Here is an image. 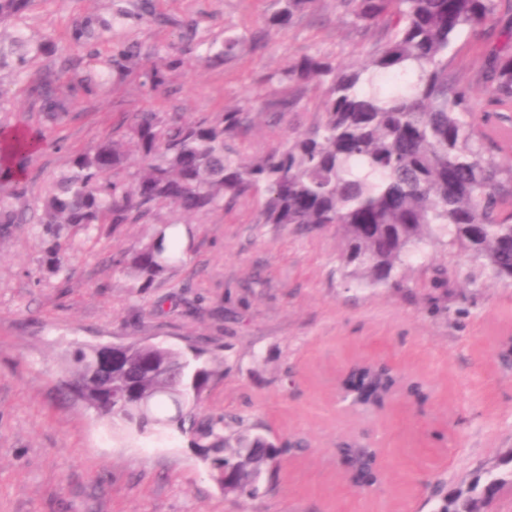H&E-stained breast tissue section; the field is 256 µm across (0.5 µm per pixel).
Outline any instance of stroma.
Instances as JSON below:
<instances>
[{"instance_id": "35a3bbf8", "label": "stroma", "mask_w": 512, "mask_h": 512, "mask_svg": "<svg viewBox=\"0 0 512 512\" xmlns=\"http://www.w3.org/2000/svg\"><path fill=\"white\" fill-rule=\"evenodd\" d=\"M120 8V25L70 47L75 23ZM272 10V0H33L20 30L54 33L59 56L80 71L105 70L124 43L183 63L167 90H149L133 71L47 128L25 88L55 60H32L19 76L1 72L0 126L44 130L26 165L28 200L129 112L196 120L250 111L252 130L231 143L246 161L311 130L322 117L316 93L266 112L268 99L293 94L271 75L305 54L349 64L369 52L338 0H319L315 12L270 31L263 53L244 51L219 67L200 59L225 34L264 28ZM259 209L258 197L247 196L190 218L177 240L182 265L146 290L117 263L150 225L112 236L77 231L57 275L41 268V225L0 229V512H431L435 487L452 492L512 450V368L500 360L512 348V285L466 287L469 257L439 248L403 266L398 286H361L344 265L341 231L264 224ZM437 264L448 268L447 287L432 285ZM140 340L219 355L205 413L242 417L277 439L303 440L305 450L282 456L274 483L256 497L235 499L186 436L129 435L63 400L60 356L70 342ZM375 346L421 384L423 398L401 390L381 409L341 402L343 369ZM354 442L379 453L373 486H353L338 463V444Z\"/></svg>"}]
</instances>
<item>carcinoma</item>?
<instances>
[{
	"mask_svg": "<svg viewBox=\"0 0 512 512\" xmlns=\"http://www.w3.org/2000/svg\"><path fill=\"white\" fill-rule=\"evenodd\" d=\"M267 30L244 39L227 35L209 43L202 60L217 67L239 52L264 49L269 30L294 22L318 0H277ZM357 35L372 42L362 62L347 68L320 54L300 56L274 74L297 92H318L319 124L273 147L249 164L241 163L227 141L250 121L249 113L227 110L213 117L183 121L159 112H133L124 130L94 148L72 155L68 167L31 205L19 172L35 141L12 135L10 154L0 160V180L13 184L11 199H0V226L34 222L44 227L46 261L60 271L56 255L66 228H105L114 234L125 224H151L147 241L122 262V273L136 288L155 280L181 261L160 210L186 215L224 209L239 198H261V223L289 224L306 232L330 225L345 241L344 263L366 286L396 285L395 274L429 246L466 252L475 288L488 281L512 285V159L506 141L512 130L497 132L478 121L463 84L464 73L450 50L468 31L484 46L483 82L488 103L512 110V0H340ZM31 0H0V70L19 73L37 57L59 51L47 33L29 40L12 30ZM95 35L91 20L76 25L70 41L82 46ZM180 59L162 58L147 66L138 45L123 44L112 55V72L122 77L141 68L144 84L157 91ZM96 77L65 63L46 71L27 87L32 105L48 126L63 123L76 100L93 94ZM207 351L187 353L140 341L113 353L105 347L72 343L62 357L61 392L80 389L82 404L112 425L138 435L176 429L203 453L213 472L233 474L239 465L241 496L254 497L259 485L249 472L270 480L283 451L302 443L279 444L245 424L203 413L201 403L216 364ZM397 375L387 364L359 368L345 384L358 405L381 406ZM129 399L112 402V390ZM181 393L182 406L162 422L171 404L164 392ZM157 396L155 416L138 408V399ZM374 452L362 450L360 480L377 481ZM512 483V468L490 469L465 488L442 497L434 512H476L494 491Z\"/></svg>",
	"mask_w": 512,
	"mask_h": 512,
	"instance_id": "obj_1",
	"label": "carcinoma"
}]
</instances>
